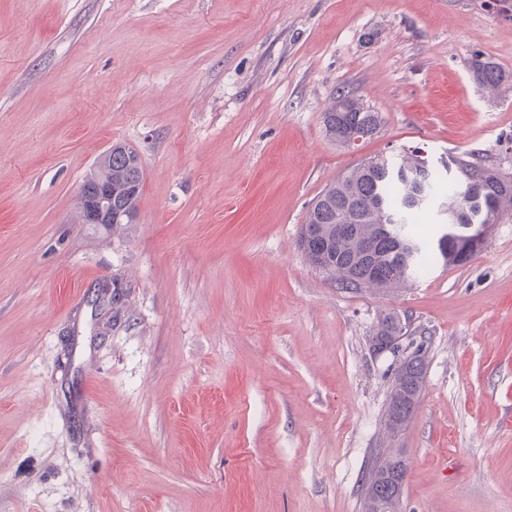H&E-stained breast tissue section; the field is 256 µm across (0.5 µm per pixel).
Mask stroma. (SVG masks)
Instances as JSON below:
<instances>
[{
    "label": "stroma",
    "instance_id": "1",
    "mask_svg": "<svg viewBox=\"0 0 512 512\" xmlns=\"http://www.w3.org/2000/svg\"><path fill=\"white\" fill-rule=\"evenodd\" d=\"M477 54L512 74V0H0V512H363L386 448L402 512H512V220L387 293L298 245L370 157L512 174ZM341 91L382 119L353 149L323 132ZM115 143L136 217L83 223ZM388 314L426 331L395 434ZM403 327L398 323V315L385 316L373 330L369 343L373 350H382L387 346L394 336H398ZM407 359L404 358L387 399L386 424L393 433H397L413 413L425 377V359Z\"/></svg>",
    "mask_w": 512,
    "mask_h": 512
}]
</instances>
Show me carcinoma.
Segmentation results:
<instances>
[{
  "label": "carcinoma",
  "instance_id": "cac0c4a2",
  "mask_svg": "<svg viewBox=\"0 0 512 512\" xmlns=\"http://www.w3.org/2000/svg\"><path fill=\"white\" fill-rule=\"evenodd\" d=\"M473 81L497 89L512 81L495 63L477 55L471 61ZM342 95L332 97L323 113L325 136L339 142L338 135L348 124L357 126L367 140L381 124L379 113L354 100L346 111L336 109ZM458 177L444 179L424 168L415 152L369 158L329 184L307 212L300 233L299 247L316 268L328 273L346 290H357L368 280L369 288L386 292L404 288L441 260L460 265L466 245L444 232L438 238L422 234V222L434 218L442 208L457 222L467 224L472 213L484 214L482 224H500L512 219V179L490 166L457 159ZM112 183V216L118 223L130 224L135 218L143 185V171L137 153L123 144L112 145V159L102 157L96 171L85 183ZM425 186L428 199L410 202L413 191ZM347 225V233L336 237V225ZM398 316H385L373 330L369 343L378 351L399 335ZM425 359L403 360L391 385L386 424L398 432L413 413L423 386ZM399 471L405 483L407 467L397 468L391 459L377 457L364 482L365 512H378L385 506L378 499V488L391 482Z\"/></svg>",
  "mask_w": 512,
  "mask_h": 512
}]
</instances>
